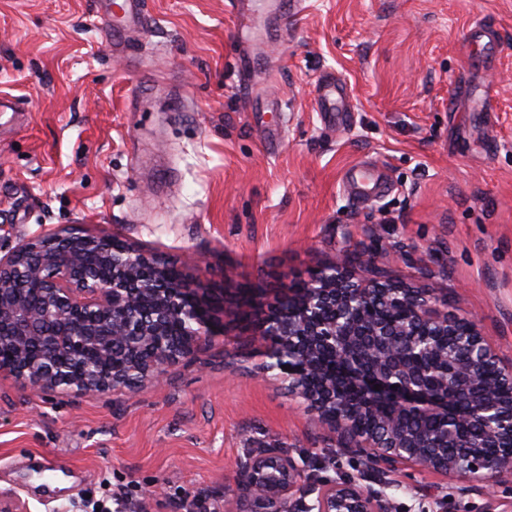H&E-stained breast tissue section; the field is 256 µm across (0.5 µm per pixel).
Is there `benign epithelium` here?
<instances>
[{"instance_id": "obj_1", "label": "benign epithelium", "mask_w": 512, "mask_h": 512, "mask_svg": "<svg viewBox=\"0 0 512 512\" xmlns=\"http://www.w3.org/2000/svg\"><path fill=\"white\" fill-rule=\"evenodd\" d=\"M351 266L346 254L304 287L282 290L289 306L275 304L266 316L272 342L259 344L258 369L288 380L291 395L336 434L341 452L357 457L367 485L342 473L315 480L291 455L252 448L225 512H396L387 490L403 469L441 475L448 493L438 504L484 491L512 470L511 461L480 452L512 445V364L502 363L473 321L448 313L445 289L354 282ZM198 288L112 235L26 239L0 257V348L9 351L0 373L39 394L87 396L159 382L167 366L222 332ZM440 336L462 353L451 377ZM436 353V367L418 364ZM351 393L363 409L386 405L391 414L369 432L354 429ZM423 413L476 422L479 434L456 439L450 456L448 437L404 424Z\"/></svg>"}]
</instances>
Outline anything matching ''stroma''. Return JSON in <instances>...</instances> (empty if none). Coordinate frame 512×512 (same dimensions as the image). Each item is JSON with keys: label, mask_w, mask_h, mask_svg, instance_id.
<instances>
[{"label": "stroma", "mask_w": 512, "mask_h": 512, "mask_svg": "<svg viewBox=\"0 0 512 512\" xmlns=\"http://www.w3.org/2000/svg\"><path fill=\"white\" fill-rule=\"evenodd\" d=\"M144 6L147 28L119 36L95 0H0V95L23 107L0 115V249L116 236L204 284L224 333L132 392L43 396L0 377V496L92 512L119 488L140 512L189 495L217 508L262 446L362 480L258 373L254 305L348 253L354 280L444 287L512 363V0H307L287 37L255 46L279 68L247 90L227 0ZM329 72L353 105L335 126L313 101ZM266 95L283 110L256 119L247 101ZM359 162L391 184L365 206L343 186Z\"/></svg>", "instance_id": "1"}]
</instances>
